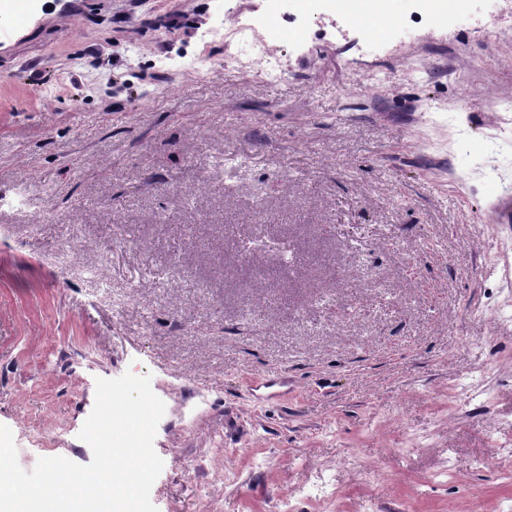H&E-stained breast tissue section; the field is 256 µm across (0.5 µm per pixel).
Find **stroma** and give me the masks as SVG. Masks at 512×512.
I'll return each mask as SVG.
<instances>
[{
  "label": "stroma",
  "mask_w": 512,
  "mask_h": 512,
  "mask_svg": "<svg viewBox=\"0 0 512 512\" xmlns=\"http://www.w3.org/2000/svg\"><path fill=\"white\" fill-rule=\"evenodd\" d=\"M19 2L0 11L19 465L89 464L96 381L129 372L165 404L158 512H506L512 13L489 37V0H389L402 23L368 42L330 0ZM269 13L282 77L200 40ZM20 186L39 214L11 207ZM473 371L487 400L457 407ZM322 476L332 494L303 498Z\"/></svg>",
  "instance_id": "35a3bbf8"
}]
</instances>
